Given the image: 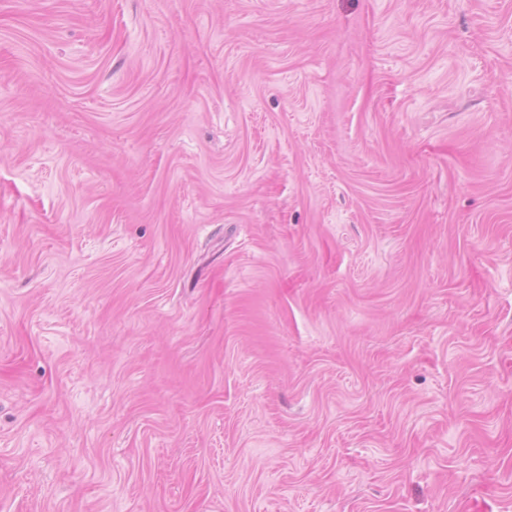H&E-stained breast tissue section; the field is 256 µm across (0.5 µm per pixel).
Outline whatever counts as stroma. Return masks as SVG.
I'll use <instances>...</instances> for the list:
<instances>
[{
	"label": "stroma",
	"mask_w": 512,
	"mask_h": 512,
	"mask_svg": "<svg viewBox=\"0 0 512 512\" xmlns=\"http://www.w3.org/2000/svg\"><path fill=\"white\" fill-rule=\"evenodd\" d=\"M0 512H512V0H0Z\"/></svg>",
	"instance_id": "stroma-1"
}]
</instances>
